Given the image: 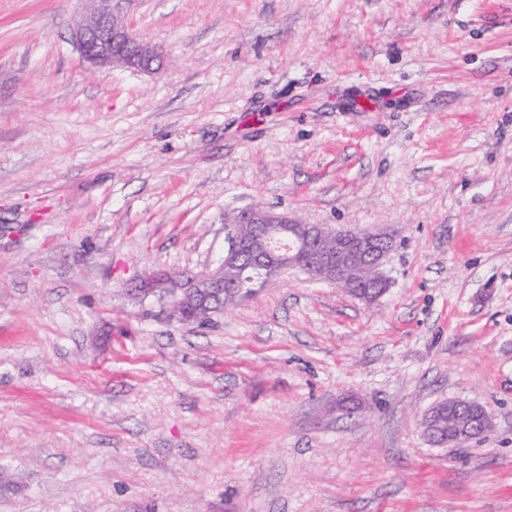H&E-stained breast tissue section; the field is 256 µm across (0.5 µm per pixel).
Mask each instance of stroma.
Here are the masks:
<instances>
[{
  "instance_id": "35a3bbf8",
  "label": "stroma",
  "mask_w": 512,
  "mask_h": 512,
  "mask_svg": "<svg viewBox=\"0 0 512 512\" xmlns=\"http://www.w3.org/2000/svg\"><path fill=\"white\" fill-rule=\"evenodd\" d=\"M113 7L159 71L0 0V512H512V0ZM255 205L391 232L386 295L125 294ZM444 400L492 432L434 446Z\"/></svg>"
}]
</instances>
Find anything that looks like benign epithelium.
I'll return each mask as SVG.
<instances>
[{
  "label": "benign epithelium",
  "instance_id": "benign-epithelium-1",
  "mask_svg": "<svg viewBox=\"0 0 512 512\" xmlns=\"http://www.w3.org/2000/svg\"><path fill=\"white\" fill-rule=\"evenodd\" d=\"M85 19L74 30V42L82 58L91 64L145 72L154 71L160 59L157 48L143 41L132 27L113 12L112 0H84ZM393 247L392 235L366 229H338L329 224H305L296 218L260 207L237 213L229 226L228 248L214 269L189 271L175 278L151 273L127 292L141 298L167 300L170 316L197 323L211 312L210 298H235L247 282L263 287L290 269L309 279L338 287L349 270L371 264L372 277L380 282L381 268ZM354 298L371 304L385 288H349Z\"/></svg>",
  "mask_w": 512,
  "mask_h": 512
}]
</instances>
